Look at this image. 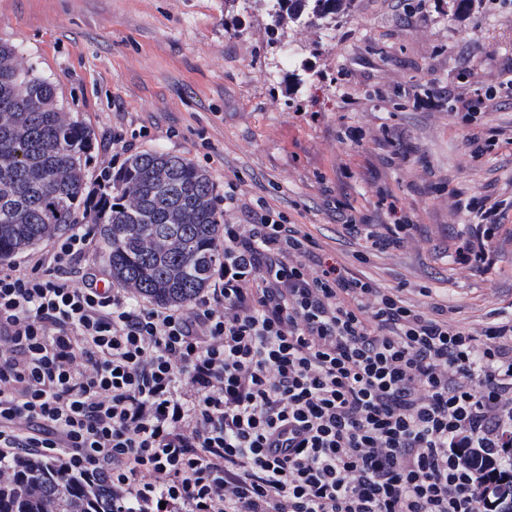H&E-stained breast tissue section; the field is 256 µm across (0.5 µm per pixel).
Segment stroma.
Returning <instances> with one entry per match:
<instances>
[{
  "label": "stroma",
  "instance_id": "stroma-1",
  "mask_svg": "<svg viewBox=\"0 0 512 512\" xmlns=\"http://www.w3.org/2000/svg\"><path fill=\"white\" fill-rule=\"evenodd\" d=\"M406 23L394 0H353L335 27H272L266 0H0V40L56 86L68 116L94 132L88 178L112 164L113 133L137 151L160 150L204 169L216 194L239 176L242 199L265 197L293 214L327 253L354 264L356 244L337 231L326 200L376 219L379 191L397 195L418 226L407 246L372 258L385 286L437 289L459 320L512 305V240L490 269L457 271L449 259L472 218L457 207L479 193L512 197V8L500 0H426ZM468 72H461L463 58ZM436 84L490 93L484 114L424 112L395 96ZM405 130L411 162L387 161L382 130ZM364 143L343 142L347 129ZM499 147L471 161L470 139Z\"/></svg>",
  "mask_w": 512,
  "mask_h": 512
}]
</instances>
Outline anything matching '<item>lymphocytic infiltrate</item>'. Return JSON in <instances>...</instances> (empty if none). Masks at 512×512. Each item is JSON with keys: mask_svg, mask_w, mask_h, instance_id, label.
<instances>
[{"mask_svg": "<svg viewBox=\"0 0 512 512\" xmlns=\"http://www.w3.org/2000/svg\"><path fill=\"white\" fill-rule=\"evenodd\" d=\"M236 189L212 286L182 308L102 287L90 224L0 266V479L35 456L105 478L112 512H512L511 488L485 491L488 467L512 474V315L470 326L425 286L410 303ZM375 208L331 205L362 264L415 229L391 193ZM471 210L460 270L492 264L512 201Z\"/></svg>", "mask_w": 512, "mask_h": 512, "instance_id": "f902f5d3", "label": "lymphocytic infiltrate"}]
</instances>
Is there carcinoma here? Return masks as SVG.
Here are the masks:
<instances>
[{
  "instance_id": "1",
  "label": "carcinoma",
  "mask_w": 512,
  "mask_h": 512,
  "mask_svg": "<svg viewBox=\"0 0 512 512\" xmlns=\"http://www.w3.org/2000/svg\"><path fill=\"white\" fill-rule=\"evenodd\" d=\"M270 2L275 27L285 15L333 27L351 0ZM92 136L62 112L55 85L0 41V261L69 224H98L112 278L161 306L188 303L207 287L219 255L221 218L208 174L185 157L141 152L88 214ZM0 512H112V493L99 478L67 480L39 458H21L0 483Z\"/></svg>"
}]
</instances>
